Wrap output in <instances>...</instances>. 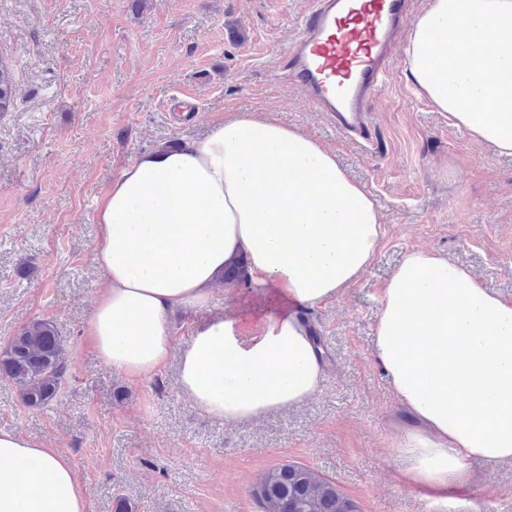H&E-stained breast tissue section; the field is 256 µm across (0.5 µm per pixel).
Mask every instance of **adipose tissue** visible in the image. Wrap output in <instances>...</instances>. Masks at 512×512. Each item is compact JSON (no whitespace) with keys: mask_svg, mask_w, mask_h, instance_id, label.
<instances>
[{"mask_svg":"<svg viewBox=\"0 0 512 512\" xmlns=\"http://www.w3.org/2000/svg\"><path fill=\"white\" fill-rule=\"evenodd\" d=\"M487 27L476 41L456 31ZM405 73L454 126L512 154V0H428ZM93 262L107 280L87 321L99 356L131 378L179 360L192 405L250 421L314 395L323 358L302 309L331 304L373 259L381 217L367 189L311 136L241 112L206 136L140 155L100 198ZM243 267L250 299L212 311L213 287ZM192 315L175 347L170 310ZM375 355L411 429L405 479L438 492L467 463L512 461V301L429 250L407 253L380 293ZM0 512H87L68 458L0 432Z\"/></svg>","mask_w":512,"mask_h":512,"instance_id":"ef3b65f1","label":"adipose tissue"}]
</instances>
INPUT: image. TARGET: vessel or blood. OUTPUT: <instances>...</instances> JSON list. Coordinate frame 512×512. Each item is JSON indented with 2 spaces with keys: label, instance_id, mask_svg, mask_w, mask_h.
<instances>
[{
  "label": "vessel or blood",
  "instance_id": "b4317fda",
  "mask_svg": "<svg viewBox=\"0 0 512 512\" xmlns=\"http://www.w3.org/2000/svg\"><path fill=\"white\" fill-rule=\"evenodd\" d=\"M407 0H311L286 49L290 77L339 131L364 136V104L388 82L386 60Z\"/></svg>",
  "mask_w": 512,
  "mask_h": 512
}]
</instances>
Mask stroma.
Instances as JSON below:
<instances>
[{
	"label": "stroma",
	"instance_id": "stroma-1",
	"mask_svg": "<svg viewBox=\"0 0 512 512\" xmlns=\"http://www.w3.org/2000/svg\"><path fill=\"white\" fill-rule=\"evenodd\" d=\"M307 0H0V58L17 98L0 112V350L53 321L67 373L27 406L0 375V430L70 461L88 512H260L252 488L297 464L358 512H512V461L472 462L442 495L406 484L394 447L409 422L376 360L380 290L425 248L512 300V157L494 154L420 98L396 53L370 103L367 140L340 135L288 82L283 48ZM237 112L273 115L335 152L374 196L383 237L332 305L303 311L324 376L304 402L226 423L196 410L178 361L131 379L97 354L85 323L104 288L96 206L120 172Z\"/></svg>",
	"mask_w": 512,
	"mask_h": 512
}]
</instances>
